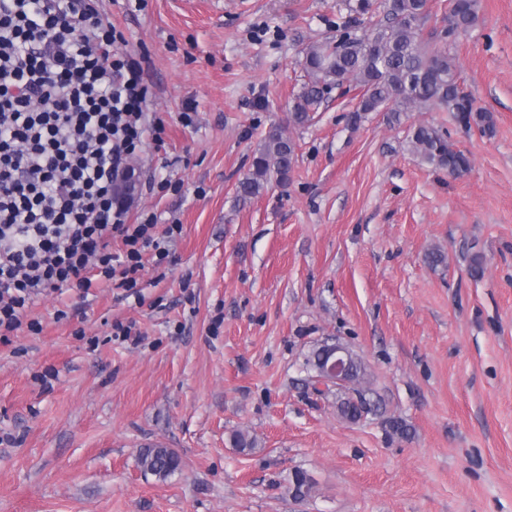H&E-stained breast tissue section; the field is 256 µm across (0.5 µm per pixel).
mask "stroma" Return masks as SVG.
<instances>
[{
  "instance_id": "35a3bbf8",
  "label": "stroma",
  "mask_w": 512,
  "mask_h": 512,
  "mask_svg": "<svg viewBox=\"0 0 512 512\" xmlns=\"http://www.w3.org/2000/svg\"><path fill=\"white\" fill-rule=\"evenodd\" d=\"M125 5L98 0L148 53L149 109L166 124L137 170L183 182L140 188L130 212L182 233L165 269L144 255L142 301L52 294L28 312L41 332L0 343V512H512V0H478L449 48L490 137L435 108L351 125L354 91L290 126L301 50L335 37L342 0ZM420 123L469 154L465 176L412 153ZM274 125L297 143L290 180L240 200ZM436 250L446 264H428ZM131 321L143 342L112 340ZM331 338L368 369L374 407L356 422L306 382V356ZM147 448L179 470L144 471ZM298 468L316 482L302 501ZM143 467L152 473L167 477L179 469L178 456L167 448H147L140 454ZM289 482V490L293 498L298 500H305L310 497L315 488L313 478L303 469L294 470Z\"/></svg>"
}]
</instances>
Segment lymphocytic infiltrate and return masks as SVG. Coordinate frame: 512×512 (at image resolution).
Segmentation results:
<instances>
[{
    "mask_svg": "<svg viewBox=\"0 0 512 512\" xmlns=\"http://www.w3.org/2000/svg\"><path fill=\"white\" fill-rule=\"evenodd\" d=\"M141 59L96 0H0V342L40 297L99 283L138 293L145 251L167 262L178 224L129 218L115 181L165 123ZM121 250H113L114 241Z\"/></svg>",
    "mask_w": 512,
    "mask_h": 512,
    "instance_id": "lymphocytic-infiltrate-1",
    "label": "lymphocytic infiltrate"
}]
</instances>
